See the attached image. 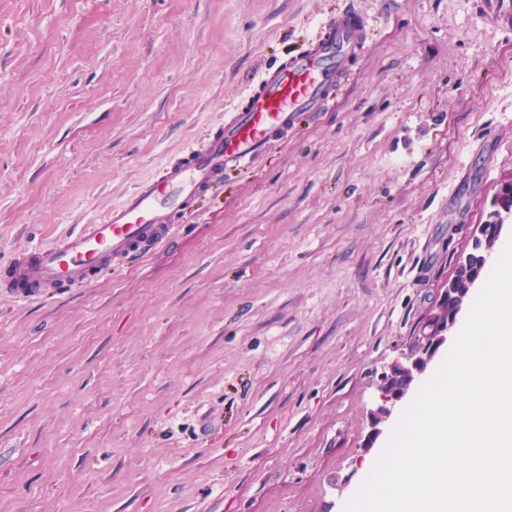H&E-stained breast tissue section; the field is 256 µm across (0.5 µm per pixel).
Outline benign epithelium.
Segmentation results:
<instances>
[{
	"label": "benign epithelium",
	"instance_id": "benign-epithelium-1",
	"mask_svg": "<svg viewBox=\"0 0 512 512\" xmlns=\"http://www.w3.org/2000/svg\"><path fill=\"white\" fill-rule=\"evenodd\" d=\"M503 225H496L495 233L483 232V225H477L474 242L478 243L476 253L479 254V268L490 267L495 260L493 247L500 237ZM455 282H450L440 295L437 312L425 318L427 333L419 336L408 351L401 355L390 366L389 376H399L404 381L400 389H391L387 384L379 387V404L371 412V436L382 434L381 425L400 410V403L407 392L419 384L420 377L433 361L440 349L455 338L456 324L462 312V301L455 299Z\"/></svg>",
	"mask_w": 512,
	"mask_h": 512
}]
</instances>
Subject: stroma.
<instances>
[{
    "label": "stroma",
    "instance_id": "obj_1",
    "mask_svg": "<svg viewBox=\"0 0 512 512\" xmlns=\"http://www.w3.org/2000/svg\"><path fill=\"white\" fill-rule=\"evenodd\" d=\"M345 9L372 28L326 111L154 251L0 291V512H343L383 376L512 176L481 0H0V266L203 147Z\"/></svg>",
    "mask_w": 512,
    "mask_h": 512
}]
</instances>
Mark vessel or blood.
Wrapping results in <instances>:
<instances>
[{"label":"vessel or blood","mask_w":512,"mask_h":512,"mask_svg":"<svg viewBox=\"0 0 512 512\" xmlns=\"http://www.w3.org/2000/svg\"><path fill=\"white\" fill-rule=\"evenodd\" d=\"M365 34L357 15L326 18L306 49L254 78L248 95L233 104L231 117L205 150H188L179 161L163 166L159 178L140 183L104 219L60 244L18 253L0 268V289L29 298L45 288L82 285L131 250L159 246L179 214L219 182L225 168L249 163L293 127L297 113L328 107Z\"/></svg>","instance_id":"b4317fda"}]
</instances>
